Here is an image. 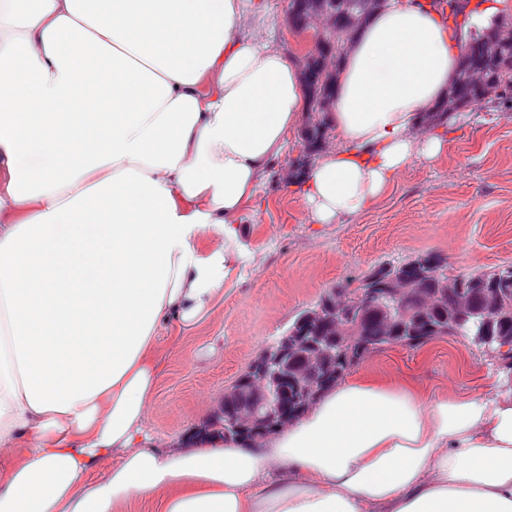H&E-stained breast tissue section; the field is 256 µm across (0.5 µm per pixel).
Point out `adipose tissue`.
<instances>
[{"instance_id":"ef3b65f1","label":"adipose tissue","mask_w":512,"mask_h":512,"mask_svg":"<svg viewBox=\"0 0 512 512\" xmlns=\"http://www.w3.org/2000/svg\"><path fill=\"white\" fill-rule=\"evenodd\" d=\"M262 16L261 0H0V512L135 497L160 512H512V389L425 401L343 383L255 447H148L158 332L222 295L243 217L306 115L298 60ZM460 46L418 0L362 23L337 141L301 186L315 223L443 154L420 127Z\"/></svg>"}]
</instances>
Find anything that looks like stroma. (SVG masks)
Masks as SVG:
<instances>
[{"label": "stroma", "mask_w": 512, "mask_h": 512, "mask_svg": "<svg viewBox=\"0 0 512 512\" xmlns=\"http://www.w3.org/2000/svg\"><path fill=\"white\" fill-rule=\"evenodd\" d=\"M264 3L266 36L289 53L307 49L311 39L294 33L288 0ZM445 137L442 158L414 161L379 201L339 223L316 224L287 180L305 145L302 133L289 135L244 218L245 256L223 296L193 327L173 320L160 331L146 421L152 447L189 439L260 351L326 291L425 252L444 256L452 274L512 264V111L471 105ZM346 379L406 386L426 399L489 396L512 382L497 358L452 335L385 348Z\"/></svg>", "instance_id": "stroma-1"}]
</instances>
